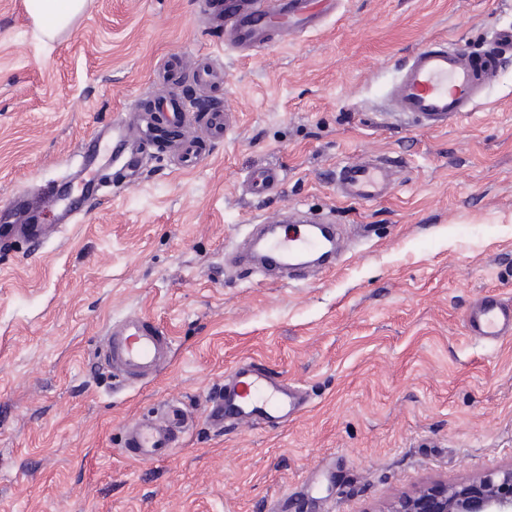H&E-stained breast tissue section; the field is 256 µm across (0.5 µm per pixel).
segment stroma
<instances>
[{
    "label": "stroma",
    "mask_w": 512,
    "mask_h": 512,
    "mask_svg": "<svg viewBox=\"0 0 512 512\" xmlns=\"http://www.w3.org/2000/svg\"><path fill=\"white\" fill-rule=\"evenodd\" d=\"M201 0H87L45 41L26 0H0V210L59 177L80 145L173 93L192 119L230 112L196 165L154 128L138 186H113L38 250L0 249V512H382L424 487L512 466V339L465 332L484 291L512 299V58L470 117L431 130L389 115L398 69L425 39L481 50L512 0H339L315 31L250 59ZM215 59L222 81L192 78ZM385 157L380 201L336 194L346 162ZM268 163L264 201L242 193ZM310 210L348 251L291 285L238 272L249 225ZM140 314L175 341L170 368L124 386L98 358L109 323ZM255 360L301 384L283 427L209 429L207 396ZM183 406L190 430L148 463L126 426ZM282 180L281 170L273 165L254 168L247 177L248 193L251 198H264L277 191Z\"/></svg>",
    "instance_id": "obj_1"
}]
</instances>
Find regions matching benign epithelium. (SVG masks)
I'll return each instance as SVG.
<instances>
[{
    "label": "benign epithelium",
    "mask_w": 512,
    "mask_h": 512,
    "mask_svg": "<svg viewBox=\"0 0 512 512\" xmlns=\"http://www.w3.org/2000/svg\"><path fill=\"white\" fill-rule=\"evenodd\" d=\"M387 512H512V467L488 474L479 485L424 488L401 498Z\"/></svg>",
    "instance_id": "7a95c632"
}]
</instances>
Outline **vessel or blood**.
I'll use <instances>...</instances> for the list:
<instances>
[{
    "label": "vessel or blood",
    "instance_id": "1",
    "mask_svg": "<svg viewBox=\"0 0 512 512\" xmlns=\"http://www.w3.org/2000/svg\"><path fill=\"white\" fill-rule=\"evenodd\" d=\"M335 0H239L232 15H225L219 0L210 4L216 24L230 22L225 36L240 51L249 53L266 47L273 28L299 34L319 27ZM512 52V26L499 29L487 50L470 51L446 39H427L407 58L389 91L391 107L426 128L440 129L476 110L484 90L494 83L507 53ZM188 112L186 104L173 98L159 111L143 115L145 125L179 127ZM145 160L140 141L134 139L124 117L98 131L78 149L74 162L84 174L82 195L96 198L106 179L133 187L140 181ZM397 172L386 159L353 161L336 173L339 194L355 202H372L387 196ZM282 180L278 167L254 168L247 177L248 194L260 199L277 191ZM70 182L59 177L48 194L24 192L16 195L0 224V242L17 241L37 247L79 223L82 205L70 198ZM57 208L52 224L37 223L35 212L44 197ZM343 251L341 234L334 224L291 209L276 226H263L235 251L240 268L280 272L291 280L307 278L316 261L333 264ZM466 332L478 343L489 345L512 336V302L483 294L464 313ZM100 354L110 371L123 381L146 383L163 374L173 360V338L168 331L146 318L130 314L112 322L102 338ZM308 405L306 393L284 377L269 374L253 361L238 363L223 385L207 399L205 418L220 432L227 425L254 427L288 423ZM188 431L180 406L161 408L159 418H146L125 432V446L137 460L147 462L167 455Z\"/></svg>",
    "mask_w": 512,
    "mask_h": 512
}]
</instances>
